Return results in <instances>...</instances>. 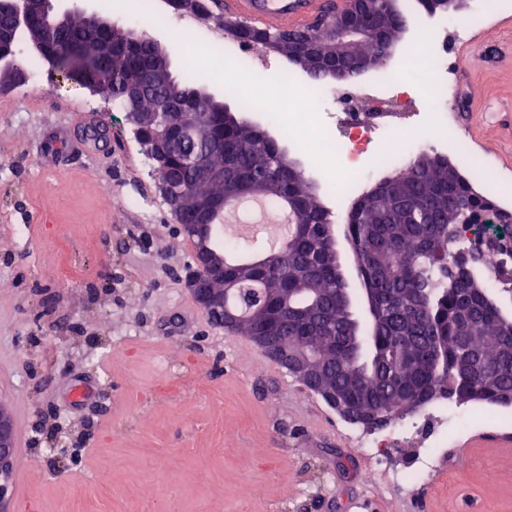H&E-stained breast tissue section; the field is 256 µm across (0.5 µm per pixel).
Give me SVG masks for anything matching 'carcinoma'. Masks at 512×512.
I'll return each instance as SVG.
<instances>
[{"label": "carcinoma", "mask_w": 512, "mask_h": 512, "mask_svg": "<svg viewBox=\"0 0 512 512\" xmlns=\"http://www.w3.org/2000/svg\"><path fill=\"white\" fill-rule=\"evenodd\" d=\"M377 8L379 36L339 62L348 79L368 60L382 65L385 44L405 32L404 12L393 15L389 0H379ZM226 29L289 61L312 37L307 27L276 31L234 23ZM36 58L49 64L59 83L93 91L105 86L120 106L137 85L147 136L153 112L190 104L201 113L195 132L169 156L165 175L203 182L226 204L238 200L230 195L238 186L258 197L267 181L278 182L273 200L290 204L299 230L266 261L224 263V280L214 287L232 282L242 289L229 295L233 305L246 308L253 298L265 304L241 317V334L264 324L282 342L318 351V378L336 389L350 422L381 429L440 399L489 406L512 399V315L504 313L486 273L490 255L512 256V211L478 191L447 156L422 154L397 181L381 180L354 199L343 229L359 281L353 288L329 211L301 170L281 167L286 152L264 130L230 114L192 78L175 75L156 40L132 41L115 25L100 31L78 14L44 31ZM334 63L336 43L324 41L300 66L309 78L324 79L332 77ZM193 155L207 159L206 166H188L186 157ZM492 210V235L480 239L474 258L459 260L461 274L450 276L448 252L458 248L460 225L484 224ZM175 219L200 222L194 197L182 200Z\"/></svg>", "instance_id": "carcinoma-1"}]
</instances>
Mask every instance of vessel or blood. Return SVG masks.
I'll return each instance as SVG.
<instances>
[{"mask_svg": "<svg viewBox=\"0 0 512 512\" xmlns=\"http://www.w3.org/2000/svg\"><path fill=\"white\" fill-rule=\"evenodd\" d=\"M346 0H222V14L247 19L277 30L312 24L329 8H344Z\"/></svg>", "mask_w": 512, "mask_h": 512, "instance_id": "1", "label": "vessel or blood"}]
</instances>
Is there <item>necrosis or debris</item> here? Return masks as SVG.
I'll return each instance as SVG.
<instances>
[{
	"label": "necrosis or debris",
	"instance_id": "1",
	"mask_svg": "<svg viewBox=\"0 0 512 512\" xmlns=\"http://www.w3.org/2000/svg\"><path fill=\"white\" fill-rule=\"evenodd\" d=\"M489 9L488 0H474L471 14L464 19L431 15L426 17L427 30L432 34L431 51L435 61L433 73L436 81L443 87L456 85L458 65L452 61L448 52L449 41H469L476 28L483 21ZM141 13L153 19L157 26L176 24L191 37L207 33L223 49L222 57L236 63H245L253 71L270 69L273 61L270 55L260 52L254 45L227 39L217 33L216 29L205 28L200 21L199 12L175 7L173 0H141ZM284 85L276 100L263 105V117L272 129H279L283 112H290L294 123L304 124L313 121L314 100L318 97H331L336 106L333 122L322 126L321 138L315 139L313 145L304 147V155L313 157L316 168L320 171L335 169L337 164L335 145L347 148L346 164L348 176L331 187L330 193L339 198L355 194L360 186L373 179L375 172L366 163L367 155H374L383 166H400L419 148V141L407 138L401 140L398 150H389L393 131L402 125L419 126L424 118V102L418 98L401 99L400 88L403 82L399 73L387 72L384 79L378 80L367 75L336 84L322 83L311 85L310 95L296 97L293 71H284ZM464 420L465 412L449 414L447 405L436 402L427 417L404 423L396 435H374L363 440L375 469L385 468V447L393 439L410 441L419 439L423 443L422 451L413 460L410 467L393 474L392 479L398 484L421 482L429 479L439 468L447 446L449 418Z\"/></svg>",
	"mask_w": 512,
	"mask_h": 512
}]
</instances>
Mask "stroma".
Here are the masks:
<instances>
[{
	"instance_id": "1",
	"label": "stroma",
	"mask_w": 512,
	"mask_h": 512,
	"mask_svg": "<svg viewBox=\"0 0 512 512\" xmlns=\"http://www.w3.org/2000/svg\"><path fill=\"white\" fill-rule=\"evenodd\" d=\"M88 7L152 35L182 74L183 35L146 18L127 24L131 0ZM502 18L489 12L459 75L477 137L468 155H447L512 198L499 160L512 125L483 117L489 100L512 103ZM419 43L410 28L390 68L454 111L427 66L407 68ZM210 49L199 46L197 85L228 109L280 81L274 69H213ZM21 91L0 84V404L24 439L15 512H512V451L480 419L449 435L446 467L428 482L366 480L352 423L185 292L192 245L124 112L54 79L41 97ZM77 113L109 123L108 143L90 144Z\"/></svg>"
}]
</instances>
